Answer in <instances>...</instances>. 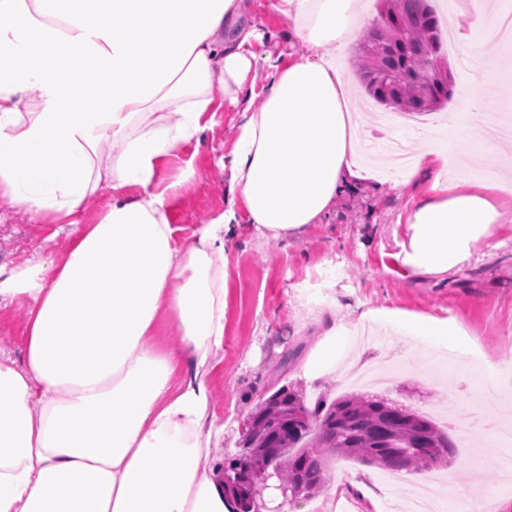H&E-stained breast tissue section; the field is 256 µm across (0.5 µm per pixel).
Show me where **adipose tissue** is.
<instances>
[{"mask_svg": "<svg viewBox=\"0 0 512 512\" xmlns=\"http://www.w3.org/2000/svg\"><path fill=\"white\" fill-rule=\"evenodd\" d=\"M366 0H270L296 49L259 57L252 0H0V201L73 240L45 268L0 281L25 297L24 366L0 357V512H233L214 478L224 434L209 376L224 346V258L235 224L284 240L321 223L350 183L369 179L350 75L336 48L369 19ZM512 0H456L451 29L492 97L466 89L467 110L512 112ZM230 95L239 112L224 213L177 240L179 185L162 166L201 145ZM434 144L417 137L411 174L426 189L395 256L409 276L444 275L512 222L496 178L443 177L449 154L490 155L458 114ZM138 195H127L128 187ZM112 198L81 224L87 201ZM181 347L157 352L161 312ZM420 343L447 345L457 326L399 317Z\"/></svg>", "mask_w": 512, "mask_h": 512, "instance_id": "obj_1", "label": "adipose tissue"}]
</instances>
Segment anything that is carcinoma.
Wrapping results in <instances>:
<instances>
[{
    "label": "carcinoma",
    "mask_w": 512,
    "mask_h": 512,
    "mask_svg": "<svg viewBox=\"0 0 512 512\" xmlns=\"http://www.w3.org/2000/svg\"><path fill=\"white\" fill-rule=\"evenodd\" d=\"M381 22L357 44L362 86L377 103L428 112L448 103L450 71L438 17L427 0H378ZM240 452L224 459V486L235 512H259L250 489L275 461L293 499H308L327 482L326 458L342 455L386 471L420 472L448 465L456 446L431 419L379 395H346L314 408L302 390L282 386L248 417ZM317 434V445L304 439Z\"/></svg>",
    "instance_id": "obj_1"
}]
</instances>
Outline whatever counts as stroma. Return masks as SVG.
Returning <instances> with one entry per match:
<instances>
[{
  "label": "stroma",
  "instance_id": "stroma-1",
  "mask_svg": "<svg viewBox=\"0 0 512 512\" xmlns=\"http://www.w3.org/2000/svg\"><path fill=\"white\" fill-rule=\"evenodd\" d=\"M266 34L259 53L277 54L293 43L286 17L266 0H256L251 15ZM452 94L445 108L425 113H398L389 128L380 116L384 106L367 104L360 85L352 90L359 106L357 133L375 148L421 131H446L449 114L461 111L462 87H477L475 70L460 52H447ZM238 112L225 106L208 138L214 151L186 153L166 163L162 176L180 184L172 203L179 238L224 210L229 177L217 164L233 143ZM418 179L377 174L336 201L322 223L306 225L298 236L271 240L240 227L227 255L224 349L209 384L212 403L224 422V439L212 454L216 462L235 453L242 422L263 398L283 385L300 386L308 404L353 392L373 394L370 385L347 382L353 370L390 377L382 395L434 420L448 431L457 450L451 466L418 473L435 480L430 512L462 507L459 489L483 503L487 486L499 490L494 512H512V472L502 473L500 447L482 429L512 423V224L499 225L488 242L476 244L470 257L447 275H402L394 256L405 240V218L422 194ZM71 244L53 224H32L26 216L0 205V274L62 257ZM369 308L385 311L379 323L359 322ZM421 314L456 323L471 347L459 355L454 347L423 349L415 337L394 326L391 314ZM29 303L20 298L0 307V353L16 366L24 364ZM345 325L349 346L335 369L311 374L309 356L333 326ZM492 361L490 381L498 403L488 409L470 378L477 360ZM335 479L351 512L373 502L377 512H414L407 483L393 484L387 471L350 459L330 457Z\"/></svg>",
  "mask_w": 512,
  "mask_h": 512
}]
</instances>
